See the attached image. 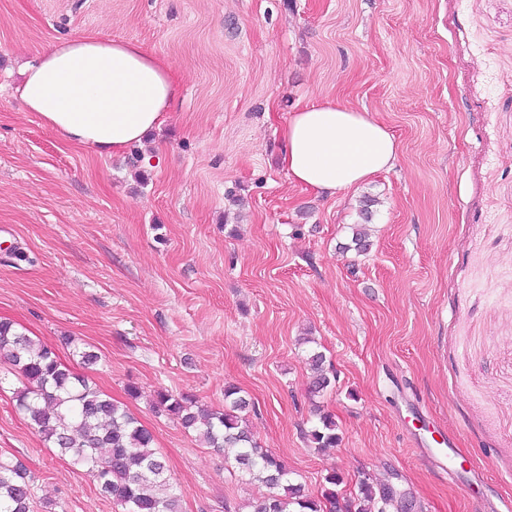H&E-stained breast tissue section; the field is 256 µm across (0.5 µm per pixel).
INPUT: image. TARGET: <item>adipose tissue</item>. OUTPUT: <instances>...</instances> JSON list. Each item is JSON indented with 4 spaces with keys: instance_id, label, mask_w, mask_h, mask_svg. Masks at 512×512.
Returning a JSON list of instances; mask_svg holds the SVG:
<instances>
[{
    "instance_id": "adipose-tissue-1",
    "label": "adipose tissue",
    "mask_w": 512,
    "mask_h": 512,
    "mask_svg": "<svg viewBox=\"0 0 512 512\" xmlns=\"http://www.w3.org/2000/svg\"><path fill=\"white\" fill-rule=\"evenodd\" d=\"M177 93L167 64L138 44L97 35L66 37L27 66L20 97L64 142L119 152L160 127ZM282 158L298 185L335 195L393 166L394 135L341 104L295 111Z\"/></svg>"
}]
</instances>
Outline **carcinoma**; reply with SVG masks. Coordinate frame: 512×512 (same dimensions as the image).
Instances as JSON below:
<instances>
[{
  "instance_id": "carcinoma-1",
  "label": "carcinoma",
  "mask_w": 512,
  "mask_h": 512,
  "mask_svg": "<svg viewBox=\"0 0 512 512\" xmlns=\"http://www.w3.org/2000/svg\"><path fill=\"white\" fill-rule=\"evenodd\" d=\"M374 200L362 201L364 223L351 227V242L357 253L369 250L365 222ZM0 355L24 379L16 401L31 425L63 456L83 466L97 483L101 494L121 507V512H181L180 497L166 474L164 462L151 449L152 434L125 409L87 378L74 373L53 348L34 343L10 321L0 320ZM325 357L311 351L307 363L313 371L312 387L320 392L331 385L324 370ZM248 400L234 386L224 388V409L198 405L188 393L157 392L156 412L177 420L184 429L195 431L210 448L233 457L242 472L272 489L254 512H390L399 506L388 494V484L379 486L363 480L354 497L340 505L334 486L335 475L326 477L330 488L318 499L303 493L290 480L283 461L262 448L249 429L242 425L241 413ZM320 450L334 448L340 441L336 422L329 413L319 414L318 423L306 433ZM33 485L26 471L0 460V512H29Z\"/></svg>"
}]
</instances>
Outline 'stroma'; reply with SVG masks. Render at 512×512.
<instances>
[{"mask_svg": "<svg viewBox=\"0 0 512 512\" xmlns=\"http://www.w3.org/2000/svg\"><path fill=\"white\" fill-rule=\"evenodd\" d=\"M83 35L139 43L179 87L162 129L115 155L63 142L17 92ZM318 102L382 122L395 165L330 198L293 183L281 132ZM366 196L359 255L343 246ZM7 250L0 320L152 433L182 512L269 493L152 407L163 389L218 409L229 385L311 497L333 474L341 498L388 480L419 512L512 504V0H0ZM313 348L333 378L317 395ZM1 372L0 459L32 476V512H118ZM320 409L341 438L324 451L305 437Z\"/></svg>", "mask_w": 512, "mask_h": 512, "instance_id": "35a3bbf8", "label": "stroma"}]
</instances>
